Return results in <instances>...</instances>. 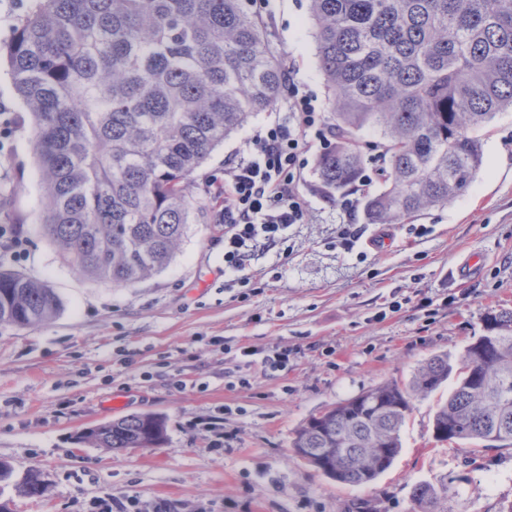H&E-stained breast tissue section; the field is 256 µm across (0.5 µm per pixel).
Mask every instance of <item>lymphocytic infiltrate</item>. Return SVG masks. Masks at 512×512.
Here are the masks:
<instances>
[{
	"instance_id": "f902f5d3",
	"label": "lymphocytic infiltrate",
	"mask_w": 512,
	"mask_h": 512,
	"mask_svg": "<svg viewBox=\"0 0 512 512\" xmlns=\"http://www.w3.org/2000/svg\"><path fill=\"white\" fill-rule=\"evenodd\" d=\"M331 132L312 98L288 85V114L258 130L242 156L224 167L216 187L224 198V266L245 269L252 255L275 248L286 230L304 223L307 202L299 183L312 141L329 143Z\"/></svg>"
}]
</instances>
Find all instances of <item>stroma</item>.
Returning a JSON list of instances; mask_svg holds the SVG:
<instances>
[{"mask_svg":"<svg viewBox=\"0 0 512 512\" xmlns=\"http://www.w3.org/2000/svg\"><path fill=\"white\" fill-rule=\"evenodd\" d=\"M265 44L319 108L328 92L318 69L309 0H254ZM0 225H19L22 251H0V267L48 282L62 299L52 320L0 325V512H82L99 496L137 498L144 512H418L422 483L447 485L453 512H512V447L440 443L432 420L441 387L413 401L402 450L370 485L337 483L294 456L296 428L313 414L380 383L405 381L434 354L458 359L488 317L512 310V109L479 132L483 165L471 187L443 207L401 224H364L353 251L338 244L343 218L319 186L316 145L300 191L306 223L284 246L259 254L235 284L224 269L221 200L209 182L254 133L283 119L279 97L232 133L196 170L192 219L171 263L128 287L88 279L44 234L43 184L29 123L20 119L0 57ZM482 259L459 278L469 255ZM291 350L288 372L250 368L235 387V349ZM136 413L166 416L157 448L112 452L77 437ZM223 414L224 446L188 429ZM42 471L47 493L15 482Z\"/></svg>","mask_w":512,"mask_h":512,"instance_id":"stroma-1","label":"stroma"}]
</instances>
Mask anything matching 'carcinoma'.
Wrapping results in <instances>:
<instances>
[{"label": "carcinoma", "instance_id": "1", "mask_svg": "<svg viewBox=\"0 0 512 512\" xmlns=\"http://www.w3.org/2000/svg\"><path fill=\"white\" fill-rule=\"evenodd\" d=\"M334 143L317 176L329 195L364 177L363 134L378 137L383 188L368 224H400L475 181L477 131L512 106V0H310ZM44 189V233L82 275L117 287L162 270L191 221L192 178L211 152L284 88L247 0H36L6 49ZM55 289L0 268V325L45 323ZM456 382L433 417L436 440L512 446V311L488 318L457 365L434 355L312 416L297 458L326 477L374 482L402 448L412 400ZM160 414H131L80 439L113 451L156 448ZM48 485L39 470L19 483ZM420 512H447L448 488L421 484Z\"/></svg>", "mask_w": 512, "mask_h": 512}]
</instances>
